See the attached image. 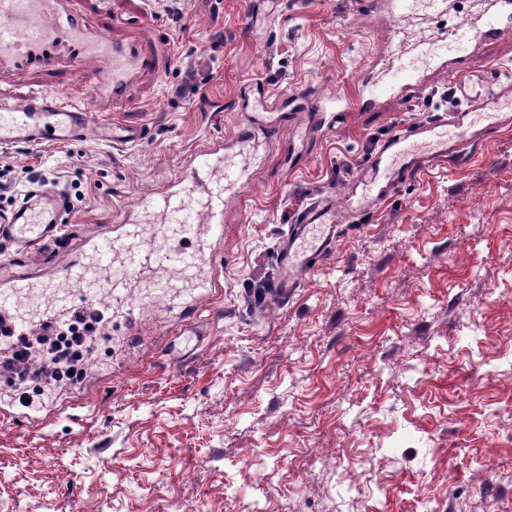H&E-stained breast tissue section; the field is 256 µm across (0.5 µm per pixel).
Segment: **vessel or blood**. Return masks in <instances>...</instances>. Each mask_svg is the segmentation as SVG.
Listing matches in <instances>:
<instances>
[{
	"label": "vessel or blood",
	"instance_id": "b4317fda",
	"mask_svg": "<svg viewBox=\"0 0 512 512\" xmlns=\"http://www.w3.org/2000/svg\"><path fill=\"white\" fill-rule=\"evenodd\" d=\"M415 0H355L364 14L386 8L396 18L409 15ZM512 31V0H490L488 9L464 18L449 31L463 53L447 66L454 76L457 103L446 119L414 124L383 140L350 182L343 200L324 194L311 202L285 231L273 284L280 299L301 288L307 275L331 254L336 226L345 215L371 211L412 176L448 161L464 159L485 128L507 124L512 108V81L500 72L476 65L483 44ZM104 60L109 77L99 98L127 94L151 58L133 42L112 39L107 30L92 31L76 0H0V83L28 71L66 69L69 60ZM419 76L390 67L381 80L363 81L353 100L337 97L336 109L370 108L385 96L409 99L420 95ZM241 110L261 106L270 111L292 107L289 98L270 96L264 84L253 83L238 102ZM137 123L94 119L89 110L39 90L23 99L0 93V144L34 142L46 147L79 139L105 138L115 145L139 141ZM242 170L225 162L224 143L216 140L190 154L183 174L144 196L140 209L157 214L159 243L144 248L146 225L130 219L109 224L90 237L84 250L72 254L65 229L70 211L67 196L53 190H28L22 202L0 213V239L9 241L13 256L0 262V344L19 346L36 327L56 325L103 310L114 311L127 325L126 340H137L136 318L128 305L132 288L147 278L173 273L184 276L190 290L171 331L176 337L198 335L199 295L217 296L224 288L225 195L240 183ZM105 289L108 302H98L94 289ZM40 408H15L0 402V418L20 428Z\"/></svg>",
	"mask_w": 512,
	"mask_h": 512
}]
</instances>
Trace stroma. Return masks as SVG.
<instances>
[{"label": "stroma", "instance_id": "35a3bbf8", "mask_svg": "<svg viewBox=\"0 0 512 512\" xmlns=\"http://www.w3.org/2000/svg\"><path fill=\"white\" fill-rule=\"evenodd\" d=\"M249 0H80L89 25L119 17L155 59L106 111L142 127L139 142L0 146V210L28 189L73 203L75 232L121 220L145 191L180 176L207 141L232 139L248 84L299 104L246 160L228 194L224 295L181 369L163 355L166 282L133 294L141 345L109 357L95 338V390L49 420L0 422V512H469L512 508V126L466 160L403 183L336 228L328 260L288 300L272 291L281 234L322 194L341 195L380 142L455 106L453 78L415 47L443 51L442 28L477 10L426 0L402 23L369 22L353 0H276L267 24ZM424 67L426 91L336 117L311 139L305 109L353 92L384 49ZM4 85L93 105L103 62ZM294 146L286 153L284 143ZM507 463L481 470L488 449ZM336 461L320 470L314 449Z\"/></svg>", "mask_w": 512, "mask_h": 512}]
</instances>
